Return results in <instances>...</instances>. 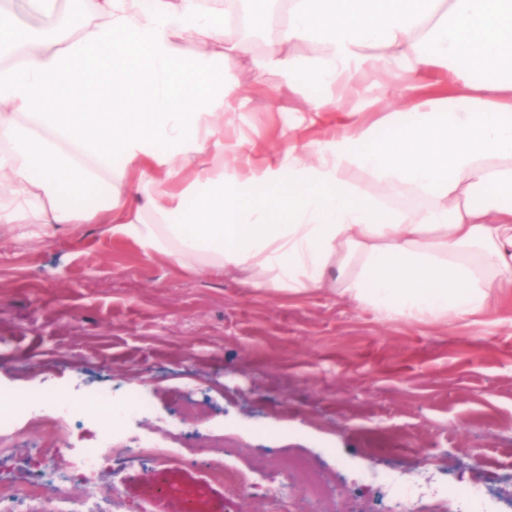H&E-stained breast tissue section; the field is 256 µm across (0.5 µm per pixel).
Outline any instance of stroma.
<instances>
[{"label": "stroma", "instance_id": "stroma-1", "mask_svg": "<svg viewBox=\"0 0 512 512\" xmlns=\"http://www.w3.org/2000/svg\"><path fill=\"white\" fill-rule=\"evenodd\" d=\"M264 58L258 41L226 67L240 92L227 161L238 141L272 151L280 129L307 123L305 82ZM391 86L358 77L345 102L393 111ZM61 385L144 392L148 445L190 434L195 460L176 467L114 443L119 466L95 492L121 512H293L295 485L273 474L282 456L329 476L337 512H403L387 488L360 484L386 471L476 486L486 512H512V299L472 320L384 318L340 282L255 290L201 261L188 270L145 255L108 224L0 223V389L50 396ZM210 432L238 467L270 474L268 496L244 487L230 502L208 482Z\"/></svg>", "mask_w": 512, "mask_h": 512}]
</instances>
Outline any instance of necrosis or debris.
Masks as SVG:
<instances>
[{
	"mask_svg": "<svg viewBox=\"0 0 512 512\" xmlns=\"http://www.w3.org/2000/svg\"><path fill=\"white\" fill-rule=\"evenodd\" d=\"M149 404L140 394L111 391H74L47 397L41 394L15 395L0 392V436L18 434L23 426L73 422L87 433L91 447L71 454L69 446L59 449L66 457L65 470L54 473L31 468L0 472V512H112L111 504L94 493V482L112 470L115 439L130 432L145 416ZM284 477L293 478L303 493L317 501L321 512H334L324 482L312 474L302 459H285L277 466ZM83 487L74 497L73 487Z\"/></svg>",
	"mask_w": 512,
	"mask_h": 512,
	"instance_id": "4bbe7bcc",
	"label": "necrosis or debris"
}]
</instances>
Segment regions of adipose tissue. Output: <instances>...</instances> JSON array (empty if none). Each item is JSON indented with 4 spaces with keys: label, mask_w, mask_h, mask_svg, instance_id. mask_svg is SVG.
<instances>
[{
    "label": "adipose tissue",
    "mask_w": 512,
    "mask_h": 512,
    "mask_svg": "<svg viewBox=\"0 0 512 512\" xmlns=\"http://www.w3.org/2000/svg\"><path fill=\"white\" fill-rule=\"evenodd\" d=\"M283 20L266 66L310 79L309 123L281 151L227 175L219 139L233 111L224 64L246 46L200 0H93L75 33L43 40L0 15V222L108 224L179 266L203 259L252 288L301 292L346 278L385 317H471L512 289V0H258ZM298 43L313 57L292 55ZM364 71L404 77L402 105L367 119L340 107ZM45 131L33 141L28 127ZM380 193H373V186ZM44 202L32 205L31 192ZM105 194L109 203L89 206ZM408 198L427 210L405 207ZM480 248L487 269L460 253Z\"/></svg>",
    "instance_id": "1"
}]
</instances>
